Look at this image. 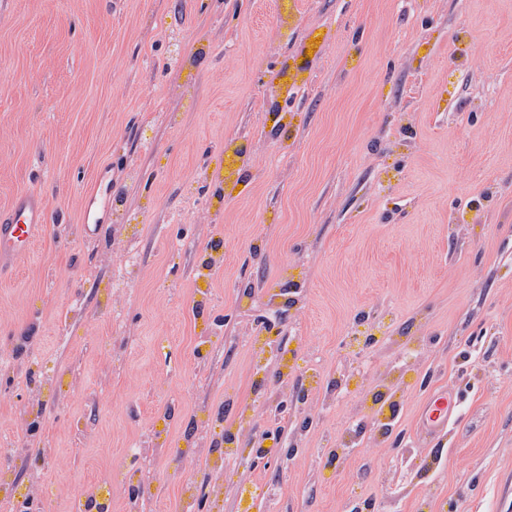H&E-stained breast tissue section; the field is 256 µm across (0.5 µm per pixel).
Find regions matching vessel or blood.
I'll return each instance as SVG.
<instances>
[{
	"label": "vessel or blood",
	"mask_w": 512,
	"mask_h": 512,
	"mask_svg": "<svg viewBox=\"0 0 512 512\" xmlns=\"http://www.w3.org/2000/svg\"><path fill=\"white\" fill-rule=\"evenodd\" d=\"M110 184L108 169H101L84 198L81 219L84 229L96 227L95 214L100 207L106 206ZM47 220L46 202L40 194L26 192L16 197L10 209L0 213V265L18 263L28 253L37 231ZM458 406L454 394L440 392L431 396L419 427L421 434L448 436L449 424Z\"/></svg>",
	"instance_id": "vessel-or-blood-1"
}]
</instances>
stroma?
<instances>
[{
    "label": "stroma",
    "mask_w": 512,
    "mask_h": 512,
    "mask_svg": "<svg viewBox=\"0 0 512 512\" xmlns=\"http://www.w3.org/2000/svg\"><path fill=\"white\" fill-rule=\"evenodd\" d=\"M24 192L50 219L0 272V512H78L79 487L111 512H512V0H0V213ZM361 312L383 338L359 359ZM277 337L268 373L348 391L313 393L286 467L188 499L225 445L187 423L266 428ZM376 381L402 445L326 466ZM432 388L459 415L422 448ZM110 184L109 169L105 167L98 172L93 187L84 198L81 222L85 231L99 227L100 224L97 223L95 214L100 207H106L110 194Z\"/></svg>",
    "instance_id": "1"
}]
</instances>
